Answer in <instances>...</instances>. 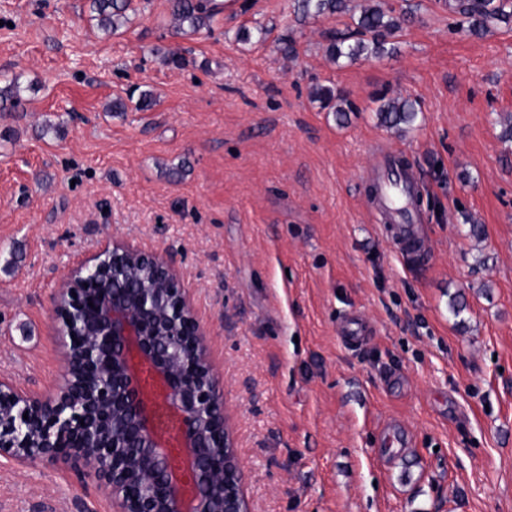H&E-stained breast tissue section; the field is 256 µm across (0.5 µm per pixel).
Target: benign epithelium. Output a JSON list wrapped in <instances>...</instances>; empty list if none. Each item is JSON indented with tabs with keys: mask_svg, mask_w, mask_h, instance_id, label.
<instances>
[{
	"mask_svg": "<svg viewBox=\"0 0 512 512\" xmlns=\"http://www.w3.org/2000/svg\"><path fill=\"white\" fill-rule=\"evenodd\" d=\"M90 276L138 285L94 292L85 287ZM53 313L64 383L37 395L0 378V410L6 402L41 418L35 438L0 418V456L20 466L62 459L105 485L112 512H252L218 377L175 258L109 239L62 279ZM91 416L112 428V438L66 447Z\"/></svg>",
	"mask_w": 512,
	"mask_h": 512,
	"instance_id": "1",
	"label": "benign epithelium"
}]
</instances>
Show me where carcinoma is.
<instances>
[{
	"mask_svg": "<svg viewBox=\"0 0 512 512\" xmlns=\"http://www.w3.org/2000/svg\"><path fill=\"white\" fill-rule=\"evenodd\" d=\"M131 3L132 0H90L91 19L97 21L99 29L111 34L127 19ZM169 3L175 30L183 35L210 28L215 17L225 8V4L218 0H169ZM453 9L474 35L487 32L492 25H512V0H455ZM294 11L303 17L341 15L346 11V4L345 0H295ZM415 15L416 9L410 4L396 16L387 15L378 6L364 7L345 30L330 34L327 48L330 59L337 62L345 58L353 62L362 56L379 58L393 53L396 46L389 39L396 37L402 24ZM22 92L20 77L15 75L6 87H0V107H17ZM314 97L322 107L335 113L339 122L352 111L351 103L333 86L314 88ZM374 102L378 103L375 112L380 123L389 128L413 123L419 112L416 102L389 97L385 92L376 95Z\"/></svg>",
	"mask_w": 512,
	"mask_h": 512,
	"instance_id": "1",
	"label": "carcinoma"
}]
</instances>
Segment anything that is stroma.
<instances>
[{
    "label": "stroma",
    "mask_w": 512,
    "mask_h": 512,
    "mask_svg": "<svg viewBox=\"0 0 512 512\" xmlns=\"http://www.w3.org/2000/svg\"><path fill=\"white\" fill-rule=\"evenodd\" d=\"M418 2L397 54L350 63L327 52L343 17L293 0H231L185 37L167 0H133L112 35L89 0H0V75L24 87L0 109V376L63 383L52 298L124 239L176 259L254 512H512V28ZM317 85L354 104L344 124ZM383 89L417 102L412 125L378 122ZM383 149L420 174L426 250L405 262L365 178ZM0 512L110 507L69 464L0 457Z\"/></svg>",
    "instance_id": "stroma-1"
}]
</instances>
